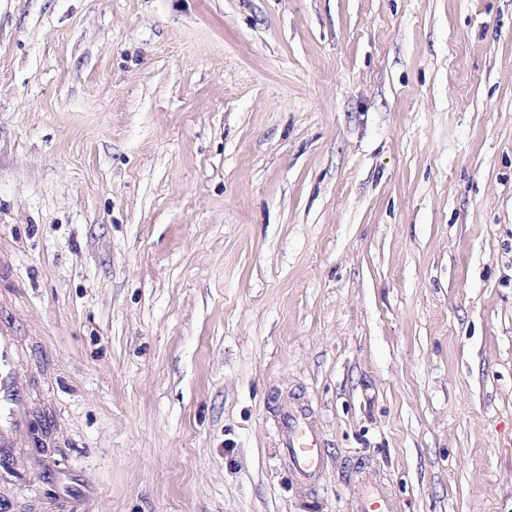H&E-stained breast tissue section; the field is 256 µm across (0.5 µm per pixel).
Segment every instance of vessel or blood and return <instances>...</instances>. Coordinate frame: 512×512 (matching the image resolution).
Here are the masks:
<instances>
[{
	"label": "vessel or blood",
	"instance_id": "vessel-or-blood-1",
	"mask_svg": "<svg viewBox=\"0 0 512 512\" xmlns=\"http://www.w3.org/2000/svg\"><path fill=\"white\" fill-rule=\"evenodd\" d=\"M20 324L0 313V467L13 469L14 450L21 443L45 445L53 432V423L43 420L42 435H35L28 412L29 390L18 376V338ZM282 430L281 448L294 473L303 480L316 482L323 463L320 434L303 406L284 408L279 417ZM353 512H394V504L381 484L367 479L366 493Z\"/></svg>",
	"mask_w": 512,
	"mask_h": 512
}]
</instances>
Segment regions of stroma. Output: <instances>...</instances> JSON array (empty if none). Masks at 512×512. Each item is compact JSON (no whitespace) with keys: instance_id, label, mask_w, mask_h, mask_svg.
Listing matches in <instances>:
<instances>
[{"instance_id":"35a3bbf8","label":"stroma","mask_w":512,"mask_h":512,"mask_svg":"<svg viewBox=\"0 0 512 512\" xmlns=\"http://www.w3.org/2000/svg\"><path fill=\"white\" fill-rule=\"evenodd\" d=\"M1 246L11 512H512V0H0ZM20 324L0 311V467L13 469L14 448L25 437L35 448L47 444L53 432V422L42 421L43 434H34V424L28 412L29 390L21 382L17 370V336L23 333ZM281 448L293 472L315 485L323 463V449L317 427L307 409L300 405L284 408L279 417ZM352 510V512H394V504L381 484L373 478H368L366 493Z\"/></svg>"}]
</instances>
